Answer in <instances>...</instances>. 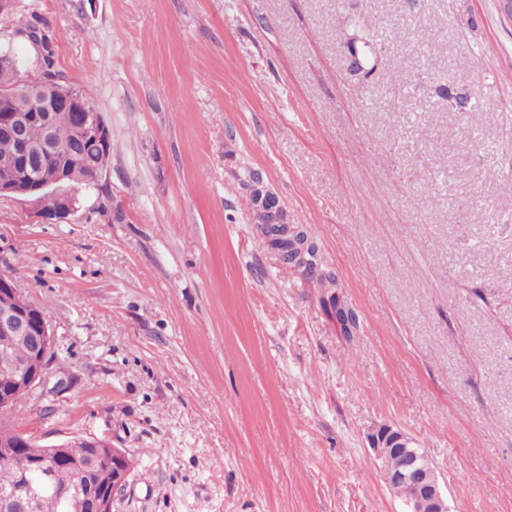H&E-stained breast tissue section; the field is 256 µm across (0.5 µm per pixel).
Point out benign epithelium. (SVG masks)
Segmentation results:
<instances>
[{
  "label": "benign epithelium",
  "mask_w": 512,
  "mask_h": 512,
  "mask_svg": "<svg viewBox=\"0 0 512 512\" xmlns=\"http://www.w3.org/2000/svg\"><path fill=\"white\" fill-rule=\"evenodd\" d=\"M0 65L12 74V80L0 87V99L5 106L0 108V128L11 135L17 143V152L12 161L21 163L33 153H59L67 150L79 153L83 144L91 141L104 148L111 144L112 133L100 114L92 109L87 95L70 86H54L42 76L33 77L21 71L10 51L0 53ZM56 112H72L79 117L73 129L60 133L51 121ZM44 126L43 139L33 144L26 137L31 123ZM66 178L63 171H56L45 178L41 175L28 177L20 182L0 186V196H34L50 188L58 196L59 203L50 215L64 218L74 211V200L61 185ZM254 208L265 212L272 224H289L288 212L277 195L268 190L264 183L249 179L243 182ZM293 238L297 239L294 253L275 251L280 262L298 270L320 268L319 258L308 257L315 242L306 230L295 224L291 227ZM0 336L6 340L21 339L29 348L28 358L17 367L16 380L20 385L33 391L41 389L43 395L55 397L69 387V380L56 376L51 370L50 355L55 346L51 325L38 306L18 296L11 275L0 274ZM71 445L90 448L86 457L95 459L104 451L112 450V481L108 485L88 484L85 490L91 512H113L117 499L129 484L127 457L111 449L112 443L95 436H75L68 439ZM369 445L381 464V473L387 487L409 483L414 496L404 502L405 512H448L445 481L429 460L420 461L412 449V439L401 429L382 425L369 435Z\"/></svg>",
  "instance_id": "obj_1"
}]
</instances>
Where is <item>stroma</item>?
<instances>
[{
  "label": "stroma",
  "mask_w": 512,
  "mask_h": 512,
  "mask_svg": "<svg viewBox=\"0 0 512 512\" xmlns=\"http://www.w3.org/2000/svg\"><path fill=\"white\" fill-rule=\"evenodd\" d=\"M18 4L112 151L67 218L0 197V274L73 378L9 421L124 449L114 512H401L367 439L382 424L425 451L449 512H512L502 0ZM362 19L386 31L367 76L347 68ZM249 169L319 241L354 342L264 243Z\"/></svg>",
  "instance_id": "stroma-1"
}]
</instances>
